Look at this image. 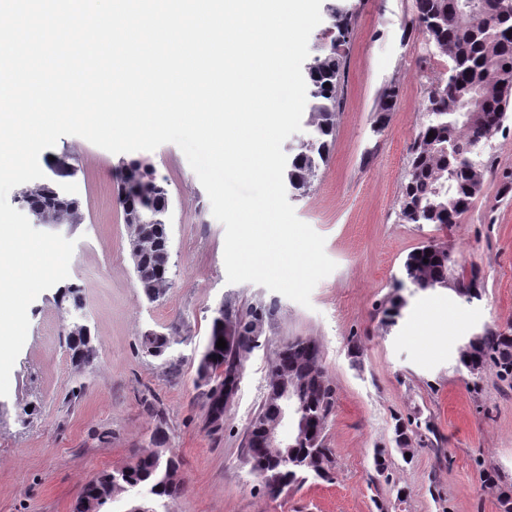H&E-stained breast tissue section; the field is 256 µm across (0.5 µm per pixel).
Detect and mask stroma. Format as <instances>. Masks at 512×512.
<instances>
[{
	"mask_svg": "<svg viewBox=\"0 0 512 512\" xmlns=\"http://www.w3.org/2000/svg\"><path fill=\"white\" fill-rule=\"evenodd\" d=\"M339 2L352 16V34L336 140L311 191L290 199L297 217L324 236L336 264L313 289L310 306L257 284L227 282L224 227L177 145L120 156L65 136L41 153L46 181L80 202L81 223L49 230L75 242L68 281L83 306L74 308L53 287L28 309L27 339L9 394L0 397V512H72L90 477L129 465L159 426L186 481L175 512H503L502 494L512 490V383L491 368L473 380L457 371L453 353L485 328L512 331V196L502 197L491 178L462 223L399 221L424 89L448 61L415 28V0ZM393 81L402 95L378 134L379 96ZM134 159L151 165L169 189L171 286L154 302L138 285L117 204L115 169ZM430 242L448 244L460 265L481 268V299L403 281L406 256ZM396 293L405 305L388 329L380 306ZM223 303L266 315L224 427L214 433L192 380ZM429 306L454 307L459 317L420 326L414 314ZM78 312L97 349L80 370L65 347V326ZM150 329L179 339L177 369L143 350ZM294 336L316 341L336 388L325 430L336 474L273 497L243 449L276 354ZM26 406L35 409L27 418ZM399 420L434 426L413 437L407 459L395 444ZM380 453L382 474L374 467Z\"/></svg>",
	"mask_w": 512,
	"mask_h": 512,
	"instance_id": "1",
	"label": "stroma"
}]
</instances>
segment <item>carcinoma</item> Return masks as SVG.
Here are the masks:
<instances>
[{
  "label": "carcinoma",
  "mask_w": 512,
  "mask_h": 512,
  "mask_svg": "<svg viewBox=\"0 0 512 512\" xmlns=\"http://www.w3.org/2000/svg\"><path fill=\"white\" fill-rule=\"evenodd\" d=\"M331 28L343 42L351 35V15L343 9L327 7ZM416 25L428 36L436 52L448 59V70L440 73L426 89L422 121L410 147L399 196V219L406 224H458L482 192L486 177L499 180L501 188L512 192V170L501 169L486 144L496 132L512 121V0H416ZM344 69L343 48L320 49L306 67L307 124L312 135L301 143L285 169L288 185L307 193L321 166L327 163L334 142L336 112L341 99ZM399 84L393 82L382 92L375 120L377 129L385 126L388 112L399 99ZM433 138H428L429 133ZM118 200L129 230V247L137 250L135 266L139 287L147 297L159 298L169 288V249L155 226L167 223L169 191L140 161H129L116 168ZM27 212L50 224H75L79 200L71 193L42 183L21 192ZM453 272L454 292L469 300L482 295L481 270L459 265L451 248L425 244L409 253L403 262L402 278L421 290L441 287ZM403 302L392 297L384 304L383 323L392 326L400 316ZM263 309L248 316L238 315L231 306L213 317L202 354L209 360L207 370L196 368L194 387L207 414L218 413L215 394L224 390V374L240 362L241 354L256 347L262 334ZM228 325L238 333L236 344L216 347ZM66 345L77 369L91 364L96 349L90 336L66 331ZM147 352L164 359L175 369L182 356L174 354L175 342L168 336H143ZM462 369L482 373L488 366L497 369L503 381H512V334L486 328L459 350ZM275 387L283 377L300 383L302 415L321 430L316 443L305 439L286 461L271 460L245 448L246 462L266 471L272 483L266 490L280 493L274 485L300 486L309 479L330 481L335 459L324 447V426L336 406V389L327 378L316 341L296 336L288 339L271 369ZM276 421L275 403L265 396L252 426L256 430ZM181 461L168 448H151L121 471L102 472L94 484H86L81 496L92 500V510L103 512L118 496L135 492L153 497L161 512L183 492L179 474Z\"/></svg>",
  "instance_id": "carcinoma-1"
}]
</instances>
